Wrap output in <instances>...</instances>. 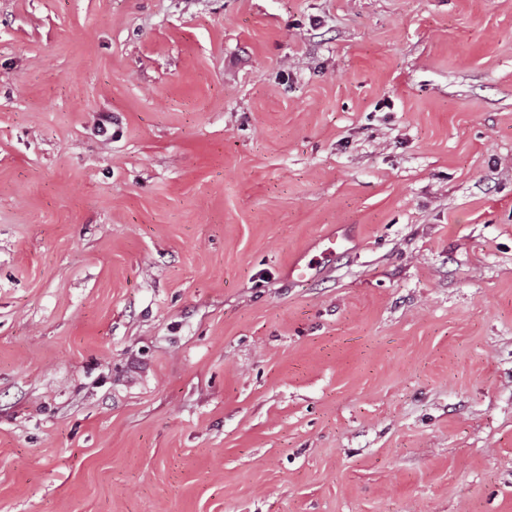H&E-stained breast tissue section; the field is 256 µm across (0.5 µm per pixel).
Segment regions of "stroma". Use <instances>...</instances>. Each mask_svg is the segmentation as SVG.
Here are the masks:
<instances>
[{
	"mask_svg": "<svg viewBox=\"0 0 512 512\" xmlns=\"http://www.w3.org/2000/svg\"><path fill=\"white\" fill-rule=\"evenodd\" d=\"M0 512H512V0H0Z\"/></svg>",
	"mask_w": 512,
	"mask_h": 512,
	"instance_id": "stroma-1",
	"label": "stroma"
}]
</instances>
